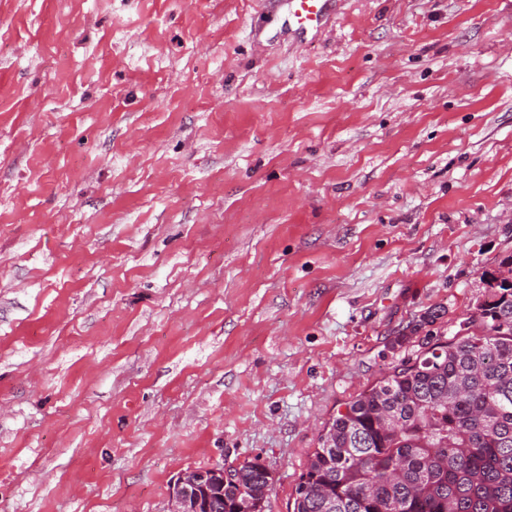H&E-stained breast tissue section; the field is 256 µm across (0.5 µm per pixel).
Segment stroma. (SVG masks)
<instances>
[{
	"mask_svg": "<svg viewBox=\"0 0 512 512\" xmlns=\"http://www.w3.org/2000/svg\"><path fill=\"white\" fill-rule=\"evenodd\" d=\"M282 18L0 0V512H167L254 457L288 512L321 428L512 253V0ZM334 0H284L287 6L288 34L296 40H307L326 24Z\"/></svg>",
	"mask_w": 512,
	"mask_h": 512,
	"instance_id": "obj_1",
	"label": "stroma"
}]
</instances>
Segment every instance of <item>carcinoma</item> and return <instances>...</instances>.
<instances>
[{"mask_svg": "<svg viewBox=\"0 0 512 512\" xmlns=\"http://www.w3.org/2000/svg\"><path fill=\"white\" fill-rule=\"evenodd\" d=\"M482 276L485 299L452 336L326 424L291 512H512V281ZM232 472L200 490L201 512H265L268 469L246 461Z\"/></svg>", "mask_w": 512, "mask_h": 512, "instance_id": "cac0c4a2", "label": "carcinoma"}]
</instances>
